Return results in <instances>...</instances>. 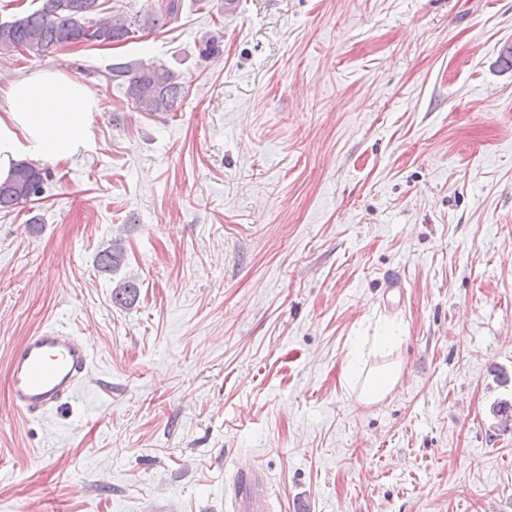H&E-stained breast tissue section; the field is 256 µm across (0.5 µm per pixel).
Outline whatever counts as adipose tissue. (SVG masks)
Listing matches in <instances>:
<instances>
[{
	"label": "adipose tissue",
	"mask_w": 512,
	"mask_h": 512,
	"mask_svg": "<svg viewBox=\"0 0 512 512\" xmlns=\"http://www.w3.org/2000/svg\"><path fill=\"white\" fill-rule=\"evenodd\" d=\"M8 108L0 115V183L24 159L69 158L92 145L88 116L97 99L81 79L44 69L8 81L0 88ZM357 357L348 358L343 378L357 389L358 399L375 403L391 393L402 379L399 362L359 372Z\"/></svg>",
	"instance_id": "1"
}]
</instances>
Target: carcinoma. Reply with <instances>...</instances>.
Instances as JSON below:
<instances>
[{
    "label": "carcinoma",
    "instance_id": "1",
    "mask_svg": "<svg viewBox=\"0 0 512 512\" xmlns=\"http://www.w3.org/2000/svg\"><path fill=\"white\" fill-rule=\"evenodd\" d=\"M39 7L10 21L0 22V55L13 52L43 60L80 43L118 45L139 32H154L178 20L181 0L148 4L133 16L102 14L99 0H38ZM107 78L123 89L127 107L134 112L158 115L174 112L184 97V83L164 65L143 59H120L110 65ZM51 172L32 162H19L10 180L0 184V212H13L38 201ZM122 240L115 238L96 257L101 273L111 274L125 263ZM138 285L125 278L112 289V303L128 307L135 303ZM504 427L512 425V403L501 400L492 407Z\"/></svg>",
    "mask_w": 512,
    "mask_h": 512
}]
</instances>
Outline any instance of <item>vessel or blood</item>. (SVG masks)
I'll return each mask as SVG.
<instances>
[{
    "label": "vessel or blood",
    "mask_w": 512,
    "mask_h": 512,
    "mask_svg": "<svg viewBox=\"0 0 512 512\" xmlns=\"http://www.w3.org/2000/svg\"><path fill=\"white\" fill-rule=\"evenodd\" d=\"M91 371L89 346L79 336L64 326L39 328L11 354V404L26 418H43L69 403ZM231 500L232 512H271L264 477L258 468L237 467Z\"/></svg>",
    "instance_id": "1"
}]
</instances>
